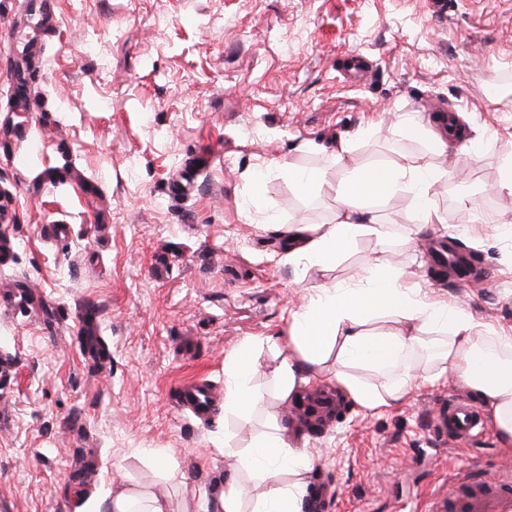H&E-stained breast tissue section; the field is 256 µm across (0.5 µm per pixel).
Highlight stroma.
Segmentation results:
<instances>
[{"mask_svg": "<svg viewBox=\"0 0 512 512\" xmlns=\"http://www.w3.org/2000/svg\"><path fill=\"white\" fill-rule=\"evenodd\" d=\"M9 10L0 0V134L30 129L46 150L11 163L26 145L0 137V512H86L123 485L181 512L231 476L254 500L264 485L224 449L247 447L267 412L225 411L224 358L255 342L264 389L293 315L366 262L512 334V232L499 222L512 196L496 190L512 158V91L499 94L512 0H54L18 32ZM441 112L487 152L449 154L459 174L435 197L446 223L420 228L395 198L380 206L387 240L359 239L330 271L288 261L289 223L325 224L336 209L288 176L335 175L306 144L347 135L348 165L396 160L423 150L401 117ZM446 237L480 284L433 260ZM409 366L402 402L376 410L303 371L299 389L338 395L323 429L271 404L308 456L302 512H422L449 475L512 468L494 428L455 446L439 437L437 407L473 393L433 378L424 352ZM199 378L214 394L201 418L177 403Z\"/></svg>", "mask_w": 512, "mask_h": 512, "instance_id": "stroma-1", "label": "stroma"}]
</instances>
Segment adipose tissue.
I'll return each mask as SVG.
<instances>
[{
    "label": "adipose tissue",
    "instance_id": "adipose-tissue-1",
    "mask_svg": "<svg viewBox=\"0 0 512 512\" xmlns=\"http://www.w3.org/2000/svg\"><path fill=\"white\" fill-rule=\"evenodd\" d=\"M407 133L423 142L422 155L360 167L344 163L353 140L337 137L327 152L340 173L327 182L323 172L295 168L291 177L301 195L330 188L336 211L330 224L292 222L288 227V258L308 261L330 270L357 238H387L378 210L380 203L401 195L422 224L441 223L433 187L447 180L443 164L449 148L472 159L484 157L482 142L467 139L457 119L438 129L432 123L410 121ZM501 353L486 346V336L469 313L457 306L429 300L405 283L402 269L369 263L355 283L324 285L321 294L293 316L287 347L277 349L267 371L273 398L287 400L304 367L328 371L362 407L375 409L400 403L416 376L407 360L417 349L430 348L438 374H452L476 393L491 412L503 448L512 447V336L495 337ZM379 376V383L360 380L352 368ZM254 371L251 344L226 356L225 411L250 415L265 408L261 394L250 385ZM240 469L255 473L267 492L253 512H302L306 494L301 478L306 468L304 450L286 442L277 419L250 447L239 452ZM293 470L296 481L281 485L283 469ZM92 512H171L166 499L135 486L113 490Z\"/></svg>",
    "mask_w": 512,
    "mask_h": 512
}]
</instances>
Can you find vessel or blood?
Returning <instances> with one entry per match:
<instances>
[{
  "label": "vessel or blood",
  "mask_w": 512,
  "mask_h": 512,
  "mask_svg": "<svg viewBox=\"0 0 512 512\" xmlns=\"http://www.w3.org/2000/svg\"><path fill=\"white\" fill-rule=\"evenodd\" d=\"M182 406L195 413L211 411L210 390L205 383L186 385L181 390ZM440 435L455 443H466L484 434L486 420L476 406L462 401H449L436 413ZM432 512H512V477L498 474L481 475L477 479H449L446 489L434 494Z\"/></svg>",
  "instance_id": "vessel-or-blood-1"
}]
</instances>
